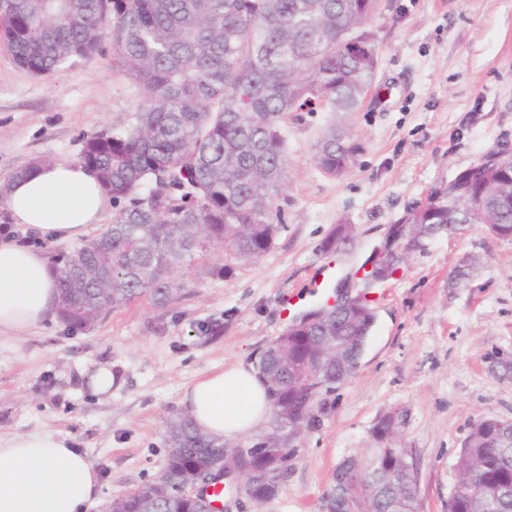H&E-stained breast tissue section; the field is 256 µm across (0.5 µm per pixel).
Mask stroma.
<instances>
[{
    "label": "stroma",
    "instance_id": "obj_1",
    "mask_svg": "<svg viewBox=\"0 0 512 512\" xmlns=\"http://www.w3.org/2000/svg\"><path fill=\"white\" fill-rule=\"evenodd\" d=\"M371 30L378 68L359 111L288 117L290 165L275 217L283 229L270 251L225 278L193 263L180 298L163 307L143 297L83 328L55 317L26 341L0 337V437L66 434L101 477L88 512L161 475L164 419L179 412L184 387L258 361L292 317L313 310L326 264L342 278L354 272L389 224L512 144V0H379ZM139 100L110 48L38 77L0 45V182L40 159L79 161L85 139L126 123ZM333 121L358 145L339 177L313 161ZM339 224L352 227L351 252L325 254ZM461 263L468 275L452 282ZM368 300L375 322L359 367L320 397L276 494L256 501L226 490L224 512H320L344 459L394 446L411 452L421 512H448L473 424L512 420V240L482 224L433 239ZM101 368L116 377L108 395L86 381ZM392 412L402 417L395 434L378 438L374 426Z\"/></svg>",
    "mask_w": 512,
    "mask_h": 512
}]
</instances>
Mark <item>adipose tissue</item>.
I'll return each mask as SVG.
<instances>
[{
	"instance_id": "ef3b65f1",
	"label": "adipose tissue",
	"mask_w": 512,
	"mask_h": 512,
	"mask_svg": "<svg viewBox=\"0 0 512 512\" xmlns=\"http://www.w3.org/2000/svg\"><path fill=\"white\" fill-rule=\"evenodd\" d=\"M11 224L67 243L102 223L112 197L82 164L53 162L13 180L4 199ZM58 309L56 273L45 255L0 238V334L23 339ZM180 404L205 433L235 440L269 418L268 387L255 367L238 361L186 386ZM97 471L87 456L51 431L0 440V512H87L98 501Z\"/></svg>"
}]
</instances>
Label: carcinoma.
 <instances>
[{
  "mask_svg": "<svg viewBox=\"0 0 512 512\" xmlns=\"http://www.w3.org/2000/svg\"><path fill=\"white\" fill-rule=\"evenodd\" d=\"M378 0H0L6 47L35 76L58 72L76 58L112 47V64L138 84L141 102L126 124L85 140L79 163L112 194V224L74 250L52 255L58 313L85 326L103 307L141 297L166 306L180 297L182 270L220 250L224 263L207 274L228 276L234 262L268 252L282 229L275 198L288 176L285 124L291 112H355L377 68L370 24ZM350 31L365 41L356 53L343 44ZM357 144L331 123L316 145L321 172L341 176ZM415 236L452 234L464 224L495 233L512 226V154L479 163L459 184L430 192L406 212ZM361 310L374 316L367 291L390 279L402 261L368 257ZM320 336H366L369 324L333 319ZM297 364L273 399L270 430L256 447L276 461L288 424L313 421V405L297 391L305 367L318 359L315 343L291 332L280 337ZM168 455L160 477L112 500V512H208V490L225 483L228 441L200 432L190 416L166 418ZM362 471L329 493L336 512H415L414 464L405 448H374L353 457ZM190 469L211 472L199 496L178 486ZM448 512H512V428L487 419L473 425L456 462Z\"/></svg>",
  "mask_w": 512,
  "mask_h": 512,
  "instance_id": "cac0c4a2",
  "label": "carcinoma"
}]
</instances>
